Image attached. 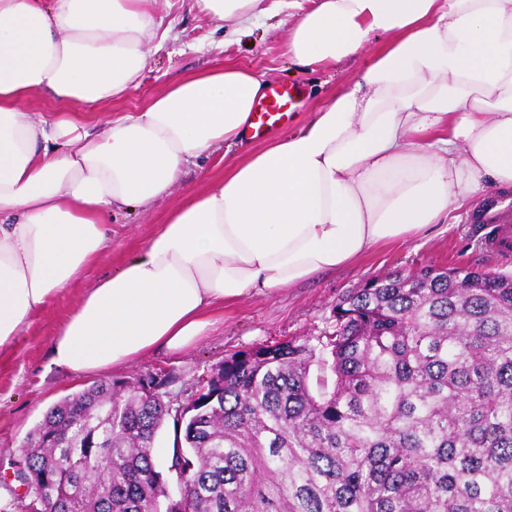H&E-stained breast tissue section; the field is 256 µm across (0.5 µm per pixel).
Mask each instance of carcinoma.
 I'll use <instances>...</instances> for the list:
<instances>
[{"mask_svg": "<svg viewBox=\"0 0 512 512\" xmlns=\"http://www.w3.org/2000/svg\"><path fill=\"white\" fill-rule=\"evenodd\" d=\"M330 319L225 357L179 414L167 374L63 397L21 449L26 510L512 512V273H392Z\"/></svg>", "mask_w": 512, "mask_h": 512, "instance_id": "cac0c4a2", "label": "carcinoma"}]
</instances>
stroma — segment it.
Segmentation results:
<instances>
[{"instance_id":"stroma-1","label":"stroma","mask_w":512,"mask_h":512,"mask_svg":"<svg viewBox=\"0 0 512 512\" xmlns=\"http://www.w3.org/2000/svg\"><path fill=\"white\" fill-rule=\"evenodd\" d=\"M309 6V0H296L294 8L276 9L236 29L200 14L193 0H155L160 27L145 44L147 65L126 96L98 108V115L108 120L142 111L174 79L233 63L264 73L267 84L299 88L291 115L278 129L282 135L297 131L318 104L353 86L387 40L386 35L370 34L358 56L332 68L304 69L288 58L284 46L298 15ZM263 145V140L254 138L231 147L227 156L214 154L187 164L168 197L147 207L107 215L111 240L99 257L23 330L15 353L0 357V507L25 512L21 502L25 488L16 480L13 467L19 448L50 406L93 382L161 371L174 378L171 392L187 395L225 356L236 351L319 335L328 325L337 298L368 278L429 265L512 272V250L490 252L481 230L469 223L472 210L466 207L451 212L444 223L432 225L425 233L377 248L346 267L321 273L271 296H248L225 307L223 323L187 351L162 350L118 370L80 377L54 366L52 338L84 293L138 255L165 222L169 210L183 198L223 176L225 161L240 159Z\"/></svg>"}]
</instances>
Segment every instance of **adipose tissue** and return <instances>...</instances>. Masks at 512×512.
<instances>
[{
    "mask_svg": "<svg viewBox=\"0 0 512 512\" xmlns=\"http://www.w3.org/2000/svg\"><path fill=\"white\" fill-rule=\"evenodd\" d=\"M263 0H195L217 22ZM158 27L153 0H0V353L103 250L105 213L168 196L185 163L241 144L267 83L226 64L174 81L115 121L37 120L32 95H126ZM389 34L345 93L297 132L229 164L141 253L82 297L56 366L119 368L208 335L226 305L271 295L417 234L512 184V0H313L285 51L310 69Z\"/></svg>",
    "mask_w": 512,
    "mask_h": 512,
    "instance_id": "adipose-tissue-1",
    "label": "adipose tissue"
}]
</instances>
